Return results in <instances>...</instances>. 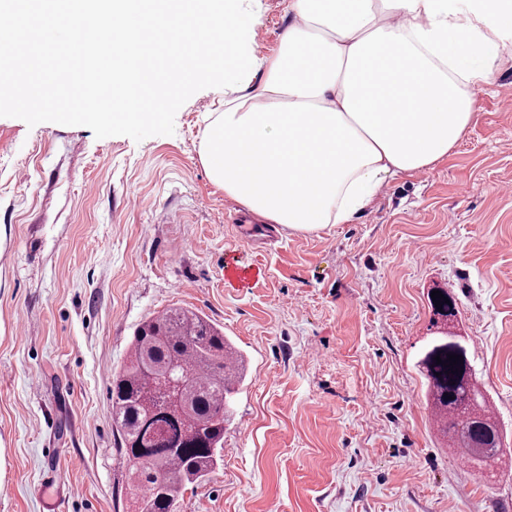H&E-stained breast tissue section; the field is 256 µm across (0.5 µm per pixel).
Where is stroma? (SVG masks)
Returning a JSON list of instances; mask_svg holds the SVG:
<instances>
[{
  "mask_svg": "<svg viewBox=\"0 0 512 512\" xmlns=\"http://www.w3.org/2000/svg\"><path fill=\"white\" fill-rule=\"evenodd\" d=\"M277 52L285 0H245ZM448 157L388 182L350 224L250 219L201 159L224 91L142 141L0 117V512H127L112 375L172 307L245 359L224 463L177 512H512V473L470 471L415 367L427 291L457 302L512 444V42Z\"/></svg>",
  "mask_w": 512,
  "mask_h": 512,
  "instance_id": "1",
  "label": "stroma"
}]
</instances>
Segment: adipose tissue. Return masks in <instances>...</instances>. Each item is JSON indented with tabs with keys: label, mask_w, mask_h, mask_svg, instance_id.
Masks as SVG:
<instances>
[{
	"label": "adipose tissue",
	"mask_w": 512,
	"mask_h": 512,
	"mask_svg": "<svg viewBox=\"0 0 512 512\" xmlns=\"http://www.w3.org/2000/svg\"><path fill=\"white\" fill-rule=\"evenodd\" d=\"M279 50L245 49L258 18L192 0L228 55L224 109L203 140L213 181L261 220L351 223L389 179L442 160L512 37V0H286Z\"/></svg>",
	"instance_id": "1"
}]
</instances>
